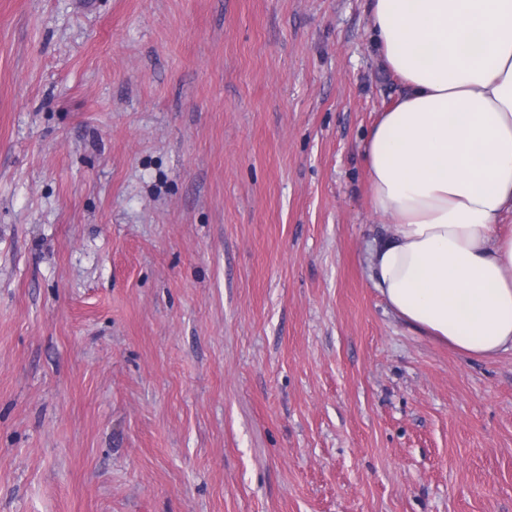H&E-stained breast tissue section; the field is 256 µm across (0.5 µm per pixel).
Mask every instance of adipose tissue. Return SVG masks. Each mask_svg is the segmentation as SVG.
I'll return each instance as SVG.
<instances>
[{
    "label": "adipose tissue",
    "instance_id": "1",
    "mask_svg": "<svg viewBox=\"0 0 512 512\" xmlns=\"http://www.w3.org/2000/svg\"><path fill=\"white\" fill-rule=\"evenodd\" d=\"M403 91L360 149L396 317L466 357L512 351V0H367Z\"/></svg>",
    "mask_w": 512,
    "mask_h": 512
}]
</instances>
